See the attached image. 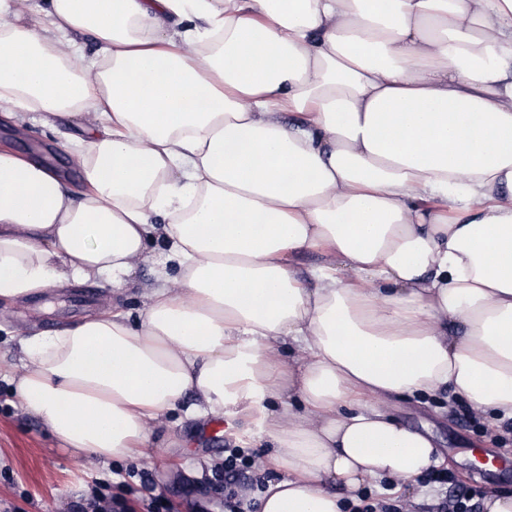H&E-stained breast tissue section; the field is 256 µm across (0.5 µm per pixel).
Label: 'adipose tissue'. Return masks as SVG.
I'll list each match as a JSON object with an SVG mask.
<instances>
[{"instance_id": "ef3b65f1", "label": "adipose tissue", "mask_w": 512, "mask_h": 512, "mask_svg": "<svg viewBox=\"0 0 512 512\" xmlns=\"http://www.w3.org/2000/svg\"><path fill=\"white\" fill-rule=\"evenodd\" d=\"M28 111L81 118L85 188L0 150V299L122 286L156 240L179 267L0 363L67 447L227 413L273 448L254 512H344L445 465L395 398L512 424V0H0V116Z\"/></svg>"}]
</instances>
